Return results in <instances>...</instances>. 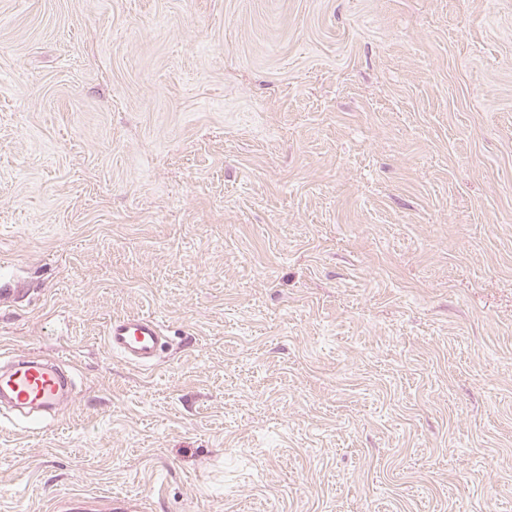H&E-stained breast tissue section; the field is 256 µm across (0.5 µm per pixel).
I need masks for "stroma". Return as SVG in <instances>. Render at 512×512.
I'll use <instances>...</instances> for the list:
<instances>
[{
  "label": "stroma",
  "instance_id": "stroma-1",
  "mask_svg": "<svg viewBox=\"0 0 512 512\" xmlns=\"http://www.w3.org/2000/svg\"><path fill=\"white\" fill-rule=\"evenodd\" d=\"M9 281L0 512H512V0H0ZM164 343V329L150 314L114 317L105 333V344L110 352L144 370L156 366ZM66 381L55 364L15 359L0 371V398L12 407L41 413L56 411L67 397Z\"/></svg>",
  "mask_w": 512,
  "mask_h": 512
}]
</instances>
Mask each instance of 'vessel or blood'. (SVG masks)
<instances>
[{"mask_svg": "<svg viewBox=\"0 0 512 512\" xmlns=\"http://www.w3.org/2000/svg\"><path fill=\"white\" fill-rule=\"evenodd\" d=\"M164 343V329L150 314L112 318L105 333L110 352L144 370L156 366ZM66 388L62 373L49 362L18 358L0 370V399L19 410H57L67 396Z\"/></svg>", "mask_w": 512, "mask_h": 512, "instance_id": "obj_1", "label": "vessel or blood"}]
</instances>
